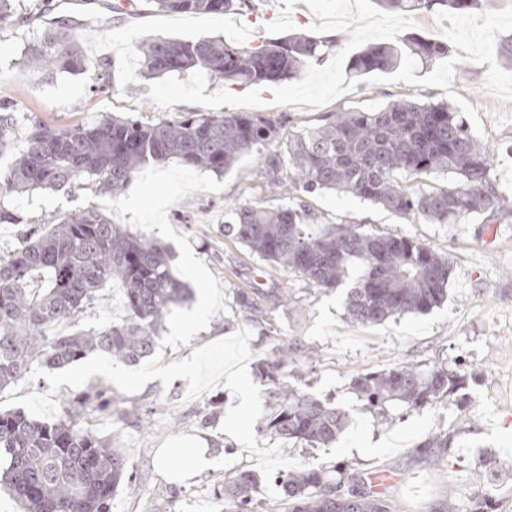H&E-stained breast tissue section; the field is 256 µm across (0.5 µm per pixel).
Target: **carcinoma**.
<instances>
[{"mask_svg":"<svg viewBox=\"0 0 512 512\" xmlns=\"http://www.w3.org/2000/svg\"><path fill=\"white\" fill-rule=\"evenodd\" d=\"M264 0H149L168 13H227L245 4L253 12ZM401 14L448 8L467 11L480 0H377ZM337 41L293 34L253 47L223 38L195 41L152 37L137 46L144 74L158 78L200 69L240 85L281 83L298 77L311 59ZM448 55V44L415 34L369 45L350 57L347 75L360 80L373 72H394L413 60L427 64ZM23 74H82L89 61L60 20L25 48ZM94 90L112 89L104 64L94 67ZM284 129L278 117L248 112H186L175 119L143 122L104 115L92 123L56 128L24 123L10 98L0 97V156H11L0 187L72 192L96 186L110 197L123 192L141 169L170 160L222 175L243 157L255 156L270 190L288 204L267 208L236 203L224 209V235L264 261L288 267L312 286L346 288L350 321L381 324L406 314H424L448 297L452 271L446 255L406 237L366 233L355 224L312 229L307 204L295 194L332 191L361 198L405 217L453 224L477 213L512 212V202L490 179L491 151L470 133L460 110L443 102L401 98L372 110H339L324 123L288 136V176H281L276 146ZM446 174L448 187L422 191L414 181ZM124 289L128 316L99 329L58 334L86 308L102 300L109 281ZM191 296L177 276L167 248L135 235L94 207L56 217L43 231L22 236L0 257V392L35 369L67 366L90 353L126 365L139 364L155 347L157 330L172 309ZM315 351L283 341L258 362L266 382L257 432L293 445L329 446L343 431L346 412L299 387L290 368L311 361ZM469 376L442 365L399 364L355 376L350 387L368 412L388 418L393 409L430 407L446 399L460 407ZM103 393H84L68 403L55 422L20 410H0V491L21 512H112L118 492L137 490L127 459L112 442L81 425ZM453 435L440 431L417 448L418 457L457 455ZM259 476L241 470L224 480L217 498L229 512H259ZM279 508L265 512H398L384 493L349 463L331 468L304 464L281 476ZM479 492L450 497L442 512H489Z\"/></svg>","mask_w":512,"mask_h":512,"instance_id":"1","label":"carcinoma"}]
</instances>
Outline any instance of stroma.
Instances as JSON below:
<instances>
[{"label":"stroma","mask_w":512,"mask_h":512,"mask_svg":"<svg viewBox=\"0 0 512 512\" xmlns=\"http://www.w3.org/2000/svg\"><path fill=\"white\" fill-rule=\"evenodd\" d=\"M19 23L0 29V85L21 112L47 125L66 127L104 115L173 118L186 111L254 112L285 118V133L317 126L332 112L367 110L400 98L444 101L458 108L473 136L493 151L491 176L500 193L512 195V64L496 48L512 35V0L469 12L441 9L399 15L375 0H268L260 9L231 14L165 13L148 0H78L63 9L45 0L42 20L28 21L32 0H13ZM66 15L90 62L106 64L112 89L95 94L90 74L20 76L14 62L25 44L37 41L46 22ZM418 33L445 42L448 56L430 64L407 63L393 73L375 72L360 81L346 74L354 52L391 41L396 33ZM295 33L337 40L338 45L303 74L279 84L227 85L202 71L157 79L142 73L135 48L162 35L182 40L224 36L255 46ZM235 202L281 205L276 191L264 188L254 157L240 160L224 176L172 161L144 169L119 197L94 188L71 193L0 189V207L20 214L19 224L0 223V257L7 256L26 230L63 213L95 207L131 232L153 236L173 253V266L194 291L192 302L175 309L157 339L163 363L191 356L193 350L240 329L249 330V348L261 359L281 340H301L317 351L295 373L308 393L331 399L348 423L332 448L286 445L283 456L302 463H352L356 471L382 477V490L401 512H437L448 496L466 497L479 480L495 488V512H512V214H473L454 224L406 218L359 198L332 192L308 197L315 224H355L363 230L413 239L445 253L452 266L448 300L429 313L406 315L363 326L345 316L344 289L311 286L295 272L252 255L224 233V208ZM498 223L495 238L488 224ZM259 289L263 317L245 312L239 291ZM284 294L271 304L266 295ZM101 303L87 308L75 326L92 330L126 315L122 286L113 281ZM206 323L178 332V325L200 306ZM465 363L473 378L468 406L441 401L381 422L366 412L350 390L359 374L401 363ZM187 380L170 386L147 382L132 395L96 375L82 387L50 392L46 378H28L0 392V402L30 393H53L58 409L81 393L104 391L109 408L90 409L86 421L111 435L122 448L140 484L136 496L118 495L112 512H221L215 498L225 475L255 469L257 459L221 432L233 402L215 386L196 399ZM454 432L458 458L423 462L416 448L431 434ZM180 440L197 441L208 465L192 469L173 453Z\"/></svg>","instance_id":"obj_1"}]
</instances>
